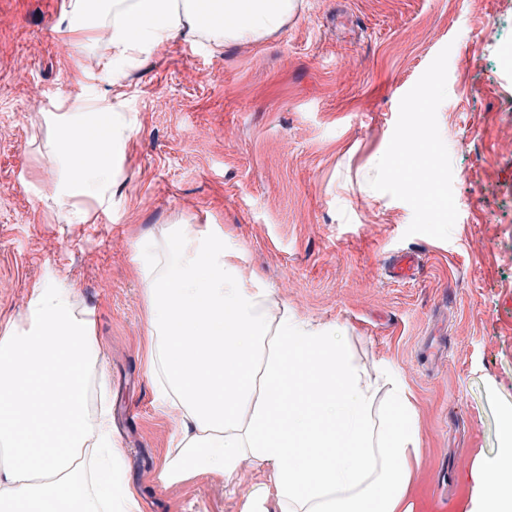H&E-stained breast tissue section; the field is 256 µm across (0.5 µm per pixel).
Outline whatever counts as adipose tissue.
I'll use <instances>...</instances> for the list:
<instances>
[{
  "mask_svg": "<svg viewBox=\"0 0 512 512\" xmlns=\"http://www.w3.org/2000/svg\"><path fill=\"white\" fill-rule=\"evenodd\" d=\"M294 0H99L89 43L127 59L166 40L256 39L284 24ZM102 100L76 94L57 118L65 162L60 205L105 203L124 125L91 121ZM209 224H175L141 267L147 369L173 432L158 471L166 486L198 475L231 482L244 465L267 480L241 512H415L419 432L403 386L359 367L335 325L312 324L259 280ZM24 331H0V512H139L112 432L109 376L94 322L71 289H37ZM99 412L85 422L88 382ZM500 446L478 461L468 512H512V410Z\"/></svg>",
  "mask_w": 512,
  "mask_h": 512,
  "instance_id": "ef3b65f1",
  "label": "adipose tissue"
}]
</instances>
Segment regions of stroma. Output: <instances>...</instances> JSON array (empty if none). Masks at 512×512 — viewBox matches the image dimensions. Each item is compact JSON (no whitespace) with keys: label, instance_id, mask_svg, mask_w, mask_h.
<instances>
[{"label":"stroma","instance_id":"35a3bbf8","mask_svg":"<svg viewBox=\"0 0 512 512\" xmlns=\"http://www.w3.org/2000/svg\"><path fill=\"white\" fill-rule=\"evenodd\" d=\"M67 3L0 0V329H26L42 286L90 312L112 404L135 409L117 440L140 512H240L266 480L157 479L173 425L139 268L171 224L216 225L244 276L392 369L417 413V512H461L512 409V0H297L261 39L170 40L109 83L111 50L88 67ZM78 91L132 134L110 205L63 211L48 120ZM400 249L422 264L394 282Z\"/></svg>","mask_w":512,"mask_h":512}]
</instances>
